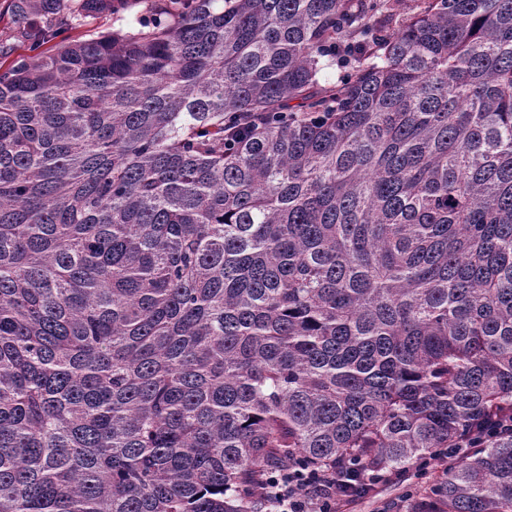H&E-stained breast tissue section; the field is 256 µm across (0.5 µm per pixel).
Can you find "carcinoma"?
Segmentation results:
<instances>
[{"instance_id":"carcinoma-1","label":"carcinoma","mask_w":512,"mask_h":512,"mask_svg":"<svg viewBox=\"0 0 512 512\" xmlns=\"http://www.w3.org/2000/svg\"><path fill=\"white\" fill-rule=\"evenodd\" d=\"M4 0L0 512H262L436 448L512 512V0ZM133 3H136L135 7L123 13L122 16L112 15L110 17L108 16L96 19L88 18L85 21L78 22L75 28H72L63 36L68 35L72 38L83 36V38H85L90 34L105 29L116 31L122 28H129L135 22V18L138 15L143 14L147 4L145 1H135ZM402 477V473L364 464L313 470L290 466L263 471L260 491L268 507L266 512H339L341 504L368 496L380 486L398 483ZM347 485L359 489L345 498L343 490Z\"/></svg>"}]
</instances>
